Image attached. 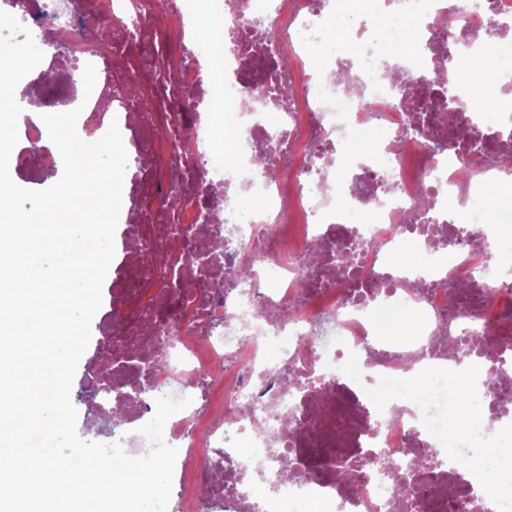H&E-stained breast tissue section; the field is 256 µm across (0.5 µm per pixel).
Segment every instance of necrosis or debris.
Here are the masks:
<instances>
[{
  "instance_id": "1",
  "label": "necrosis or debris",
  "mask_w": 512,
  "mask_h": 512,
  "mask_svg": "<svg viewBox=\"0 0 512 512\" xmlns=\"http://www.w3.org/2000/svg\"><path fill=\"white\" fill-rule=\"evenodd\" d=\"M482 2L355 0L350 12L368 19L413 20L392 68L370 37L350 58L311 55L337 18L333 0H263L257 10L235 0L229 13L209 12L208 0H89L72 12L61 0H0L35 38L63 30L64 56L94 65L107 105L74 86L58 99L82 106L77 130L118 124L147 159L130 185L137 207L188 229L198 252L224 241L203 267L157 224L128 228L139 262L111 285L102 350L112 388L98 368L85 376L97 411L114 419L113 441L138 457L157 399L191 397L164 430L178 449L180 512H286L300 501L319 512H512V488L487 479L493 447L512 434V268L482 222L456 215L512 160V100L493 114L468 107L473 60L493 69L496 89L512 85L505 51L489 56L485 43L512 30V0ZM91 9L112 33L124 22L111 48L86 42ZM198 15L218 43L249 23V45L185 61ZM140 43L155 70L135 69ZM161 69L171 72L164 84ZM448 77L460 106L438 133L413 106ZM130 78L152 108L125 92ZM367 124L382 135L348 163L351 136ZM229 128L232 160L211 165ZM175 129L191 152L174 150ZM169 197L179 206L160 212ZM411 247L416 277L393 263ZM382 307L417 321L406 336H383ZM441 364L470 374L479 401L469 441L454 447L437 402L412 407L386 390Z\"/></svg>"
}]
</instances>
